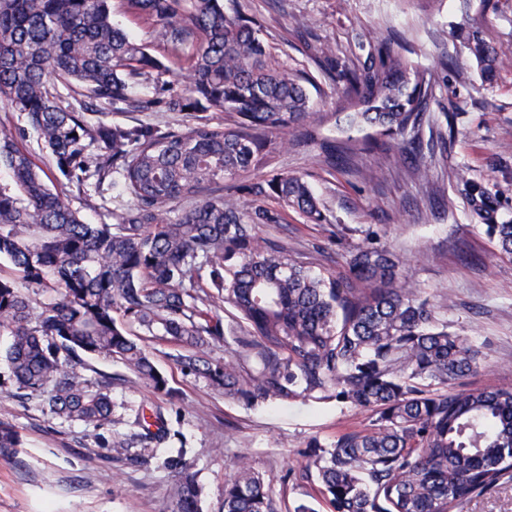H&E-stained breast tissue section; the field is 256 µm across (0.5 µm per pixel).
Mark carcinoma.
Masks as SVG:
<instances>
[{"instance_id": "obj_1", "label": "carcinoma", "mask_w": 512, "mask_h": 512, "mask_svg": "<svg viewBox=\"0 0 512 512\" xmlns=\"http://www.w3.org/2000/svg\"><path fill=\"white\" fill-rule=\"evenodd\" d=\"M127 8L188 65L169 110L224 112L231 123L162 130L95 118L97 102L143 107L141 79L169 68L112 23L110 0H0V101L39 133L70 184L92 179L133 199L114 223H87L19 146L24 129L0 127V167L9 174L0 183V259L17 273L0 275V335L8 338L0 365L9 377L51 413L101 427L112 419L115 378H87L85 359L117 363L169 397L147 345L158 339L176 347L185 374L226 397L251 405L334 399L371 412L369 427L308 445L330 512H462L512 482V387L448 392L476 371L477 352L418 297L389 251L368 234L337 275L257 234L284 223L290 209L325 221L301 175L241 180L314 116L302 77L272 51L263 24L224 0H127ZM469 49L493 82L495 49L478 37ZM343 78L347 126L392 139L389 161L406 166L422 151L431 84L403 53L402 37L380 40L370 65ZM54 81L74 103L59 105ZM91 145L99 147L92 156ZM380 148L370 139L322 145L330 164ZM457 179L512 258V221H497L495 195L463 171ZM176 201L185 208L173 218ZM27 288L50 299L35 307ZM219 302L233 309L228 323ZM229 338L244 354L213 360V346ZM172 413L163 404L140 408L137 437L144 448H168L161 465L177 476L174 512H201L203 489L186 449L173 446ZM19 443L15 426L0 422V448ZM224 512H276L246 461L224 481Z\"/></svg>"}]
</instances>
